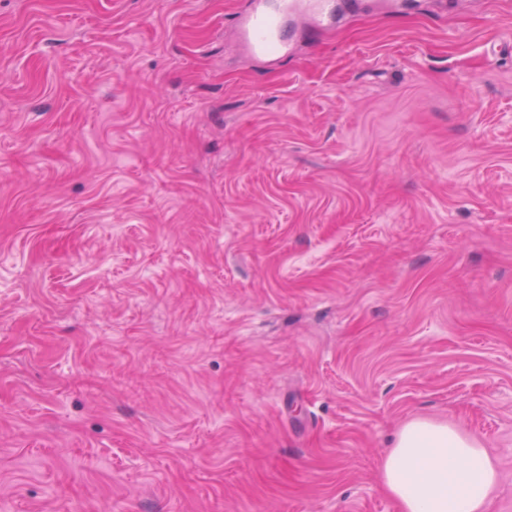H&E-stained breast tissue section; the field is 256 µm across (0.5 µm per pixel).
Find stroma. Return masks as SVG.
<instances>
[{"label": "stroma", "instance_id": "stroma-1", "mask_svg": "<svg viewBox=\"0 0 512 512\" xmlns=\"http://www.w3.org/2000/svg\"><path fill=\"white\" fill-rule=\"evenodd\" d=\"M0 0V512H399L446 422L512 512V0ZM235 21L242 46L253 56H285L291 51L283 20L310 17L317 30L334 26L339 13L337 0H248Z\"/></svg>", "mask_w": 512, "mask_h": 512}]
</instances>
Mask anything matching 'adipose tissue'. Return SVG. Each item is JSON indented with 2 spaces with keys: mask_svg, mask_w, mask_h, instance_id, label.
Instances as JSON below:
<instances>
[{
  "mask_svg": "<svg viewBox=\"0 0 512 512\" xmlns=\"http://www.w3.org/2000/svg\"><path fill=\"white\" fill-rule=\"evenodd\" d=\"M379 474L400 512H490L500 483L496 459L476 438L428 419L400 428Z\"/></svg>",
  "mask_w": 512,
  "mask_h": 512,
  "instance_id": "obj_1",
  "label": "adipose tissue"
}]
</instances>
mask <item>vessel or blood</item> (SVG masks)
Listing matches in <instances>:
<instances>
[{
  "label": "vessel or blood",
  "instance_id": "b4317fda",
  "mask_svg": "<svg viewBox=\"0 0 512 512\" xmlns=\"http://www.w3.org/2000/svg\"><path fill=\"white\" fill-rule=\"evenodd\" d=\"M298 16L310 17L316 29H328L339 16L336 0H247L235 21L239 41L256 57L288 55L283 21Z\"/></svg>",
  "mask_w": 512,
  "mask_h": 512
}]
</instances>
